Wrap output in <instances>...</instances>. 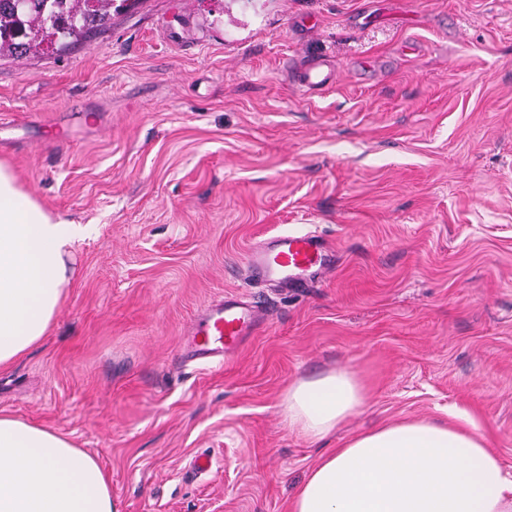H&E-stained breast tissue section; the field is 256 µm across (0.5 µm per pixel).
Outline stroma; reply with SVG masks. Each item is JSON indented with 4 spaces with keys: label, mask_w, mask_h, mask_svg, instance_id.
Wrapping results in <instances>:
<instances>
[{
    "label": "stroma",
    "mask_w": 512,
    "mask_h": 512,
    "mask_svg": "<svg viewBox=\"0 0 512 512\" xmlns=\"http://www.w3.org/2000/svg\"><path fill=\"white\" fill-rule=\"evenodd\" d=\"M316 59L337 80L303 92ZM0 160L84 229L0 411L97 458L118 512H288L326 449L407 418L470 417L512 475V0H137L0 59ZM293 231L330 265L252 279ZM224 296L270 316L224 365L188 360ZM342 367L366 406L290 430L289 385ZM323 240L311 233H282L248 254L250 273L279 288H304L308 277L330 264Z\"/></svg>",
    "instance_id": "obj_1"
}]
</instances>
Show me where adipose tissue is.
Masks as SVG:
<instances>
[{"mask_svg":"<svg viewBox=\"0 0 512 512\" xmlns=\"http://www.w3.org/2000/svg\"><path fill=\"white\" fill-rule=\"evenodd\" d=\"M78 225L52 215L0 161V367L41 345L71 284ZM367 403L347 369L299 379L283 414L307 439L329 436ZM0 512H118L98 461L66 436L0 413ZM290 512H512V478L470 419L392 422L325 453Z\"/></svg>","mask_w":512,"mask_h":512,"instance_id":"adipose-tissue-1","label":"adipose tissue"}]
</instances>
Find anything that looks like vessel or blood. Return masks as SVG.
<instances>
[{
    "mask_svg": "<svg viewBox=\"0 0 512 512\" xmlns=\"http://www.w3.org/2000/svg\"><path fill=\"white\" fill-rule=\"evenodd\" d=\"M332 77L326 61L309 64L298 83L307 92L325 88ZM330 263L323 240L310 232L282 233L253 249L247 259L259 280L281 288H301L316 270ZM263 322L261 309L241 299L221 298L213 301L192 323L190 336L196 354L217 361L234 352L244 336Z\"/></svg>",
    "mask_w": 512,
    "mask_h": 512,
    "instance_id": "b4317fda",
    "label": "vessel or blood"
}]
</instances>
